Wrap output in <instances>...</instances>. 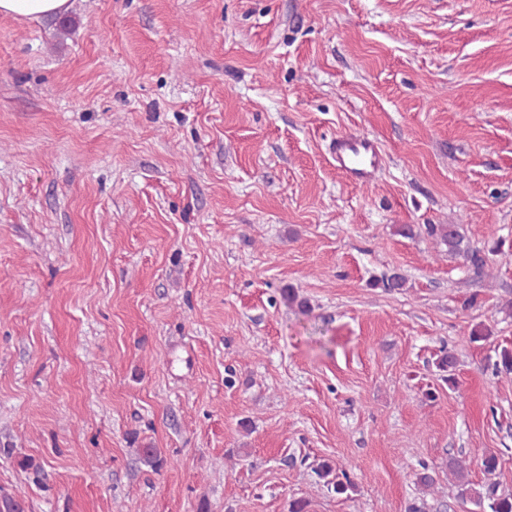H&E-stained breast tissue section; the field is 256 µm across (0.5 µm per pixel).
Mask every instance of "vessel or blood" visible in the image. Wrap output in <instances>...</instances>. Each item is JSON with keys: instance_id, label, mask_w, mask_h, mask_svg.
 Wrapping results in <instances>:
<instances>
[{"instance_id": "1", "label": "vessel or blood", "mask_w": 512, "mask_h": 512, "mask_svg": "<svg viewBox=\"0 0 512 512\" xmlns=\"http://www.w3.org/2000/svg\"><path fill=\"white\" fill-rule=\"evenodd\" d=\"M330 153L339 173L354 185L370 183L383 168L384 149L376 138L367 134L337 135Z\"/></svg>"}]
</instances>
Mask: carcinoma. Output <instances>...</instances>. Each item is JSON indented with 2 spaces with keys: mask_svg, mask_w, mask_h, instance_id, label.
Masks as SVG:
<instances>
[{
  "mask_svg": "<svg viewBox=\"0 0 512 512\" xmlns=\"http://www.w3.org/2000/svg\"><path fill=\"white\" fill-rule=\"evenodd\" d=\"M425 233L435 238L447 248L448 254L463 258L476 269L484 266V258L479 248L466 240L456 224H426ZM434 364L443 373L448 388L456 387L455 368L457 358L446 348H441ZM485 479L474 483L468 478L465 460L458 456L448 457V478L459 488L458 498L464 504L471 505L467 512H512V492L501 488L496 479L499 468V456L493 451L485 453L481 460ZM315 474L325 480V484L336 494L343 495L355 488L345 471L335 468L328 461H320L313 467Z\"/></svg>",
  "mask_w": 512,
  "mask_h": 512,
  "instance_id": "carcinoma-1",
  "label": "carcinoma"
}]
</instances>
